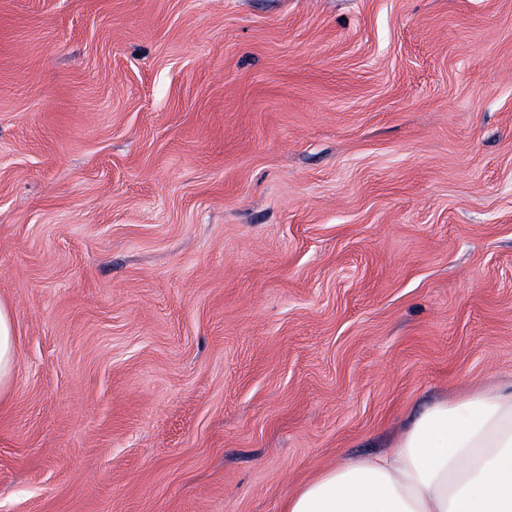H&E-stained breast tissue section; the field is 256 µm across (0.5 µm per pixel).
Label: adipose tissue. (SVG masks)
<instances>
[{"instance_id":"obj_1","label":"adipose tissue","mask_w":512,"mask_h":512,"mask_svg":"<svg viewBox=\"0 0 512 512\" xmlns=\"http://www.w3.org/2000/svg\"><path fill=\"white\" fill-rule=\"evenodd\" d=\"M17 360L0 304V399ZM284 512H512V382L435 404L389 451L321 473Z\"/></svg>"}]
</instances>
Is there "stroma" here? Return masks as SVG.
Listing matches in <instances>:
<instances>
[{
	"mask_svg": "<svg viewBox=\"0 0 512 512\" xmlns=\"http://www.w3.org/2000/svg\"><path fill=\"white\" fill-rule=\"evenodd\" d=\"M0 512H282L512 379V0H0ZM17 360L13 315L0 303V399L12 390Z\"/></svg>",
	"mask_w": 512,
	"mask_h": 512,
	"instance_id": "obj_1",
	"label": "stroma"
}]
</instances>
